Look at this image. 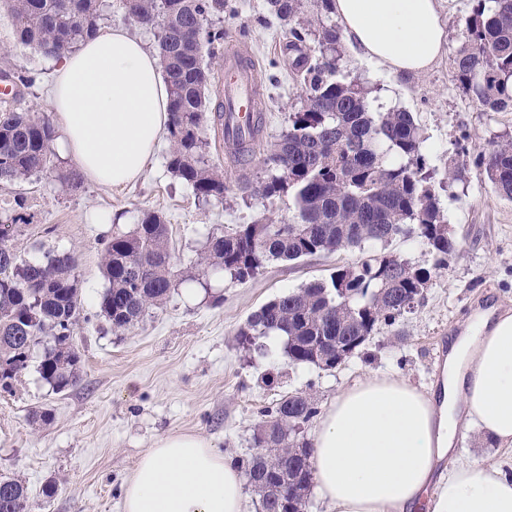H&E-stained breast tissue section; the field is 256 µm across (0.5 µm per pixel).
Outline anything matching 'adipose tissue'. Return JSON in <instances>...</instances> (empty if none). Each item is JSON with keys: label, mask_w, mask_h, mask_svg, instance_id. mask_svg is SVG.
Returning <instances> with one entry per match:
<instances>
[{"label": "adipose tissue", "mask_w": 512, "mask_h": 512, "mask_svg": "<svg viewBox=\"0 0 512 512\" xmlns=\"http://www.w3.org/2000/svg\"><path fill=\"white\" fill-rule=\"evenodd\" d=\"M348 42L396 75L426 72L447 37L440 0H332ZM59 148L83 176L123 187L139 179L169 124L158 56L123 28L97 32L61 56L49 97ZM474 422L512 446V313H477L448 347L440 388L368 373L322 414L311 462L329 512H419L431 479L433 512H512V477L484 462L434 472ZM244 476L203 438L172 434L144 454L125 486L124 512H243Z\"/></svg>", "instance_id": "ef3b65f1"}]
</instances>
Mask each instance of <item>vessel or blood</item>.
I'll use <instances>...</instances> for the list:
<instances>
[{"label":"vessel or blood","instance_id":"b4317fda","mask_svg":"<svg viewBox=\"0 0 512 512\" xmlns=\"http://www.w3.org/2000/svg\"><path fill=\"white\" fill-rule=\"evenodd\" d=\"M256 72L255 61L246 52L240 49L226 52L224 70L218 78L219 92L224 98V110L228 115L225 141L244 137L254 121L259 92Z\"/></svg>","mask_w":512,"mask_h":512}]
</instances>
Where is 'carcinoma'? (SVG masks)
<instances>
[{
  "label": "carcinoma",
  "mask_w": 512,
  "mask_h": 512,
  "mask_svg": "<svg viewBox=\"0 0 512 512\" xmlns=\"http://www.w3.org/2000/svg\"><path fill=\"white\" fill-rule=\"evenodd\" d=\"M330 0H267L269 11L288 23V66L303 81V104L290 116L288 131L271 144L274 167L253 193L286 196L293 222L261 219L227 235L208 237L188 277L203 282L221 272L245 283L270 262L297 261L318 254L353 252L328 277L275 297L238 329L244 349L264 354L276 337L293 365L323 369L321 355L336 356L356 336L360 354L381 326L392 327L422 302L437 273L460 256L462 244L448 236L438 206L432 171L421 153L423 138L410 112H372L369 91L358 78H338L340 33L326 24ZM125 15L154 31L159 58L169 81L167 166L204 198L224 197V173L210 163L200 135L206 120L209 69L202 45L222 34L207 26L224 13V0H122ZM16 40L57 54L75 49L99 29V0H0ZM467 36L454 50L460 85L491 112L512 111V0H473ZM317 37L312 55L307 37ZM264 114L256 113L253 136L227 152L247 162L259 144ZM55 131L47 119L0 110V181L22 182L56 169ZM482 174L512 200V142L479 157ZM17 219L0 220V362L15 374L0 377L11 390L16 375L42 349L37 372L60 393L81 381L79 357L71 344L83 305L74 256L47 255L22 261L11 239ZM419 238L435 255L431 268L419 267L386 249L395 238ZM102 267L107 287L99 316L115 332L139 324L152 307L165 303L176 286L169 229L162 216L147 211L128 232L106 243ZM319 414L313 394L296 391L262 411L253 447L242 467L254 483L258 509L269 508L266 489L283 473L290 480L288 504L306 506L314 484L305 440L306 427ZM0 512H32L25 484L0 476Z\"/></svg>",
  "instance_id": "1"
}]
</instances>
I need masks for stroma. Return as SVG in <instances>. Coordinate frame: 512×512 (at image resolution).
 <instances>
[{"label": "stroma", "mask_w": 512, "mask_h": 512, "mask_svg": "<svg viewBox=\"0 0 512 512\" xmlns=\"http://www.w3.org/2000/svg\"><path fill=\"white\" fill-rule=\"evenodd\" d=\"M210 25L225 37L207 61L211 77L224 67L226 40L239 38L257 60L266 104L264 131L246 175L228 179L223 198L199 199L170 172L165 140L131 187L84 180L79 188H68L60 178L77 168L62 158L54 173L23 183L0 182V215L21 218L12 237L16 253L26 260L50 252L73 254L85 315L73 337L82 376L77 387L54 393L32 366L17 375L11 391H0V475L26 483L34 512H123L124 485L140 458L170 434L197 435L234 461L246 459L261 410L290 392L309 391L323 406L370 371L426 389L437 386L445 360L437 354L436 340L459 335L475 309L496 305L512 311V202L495 193L476 165L480 151L512 139V112L481 111L460 87L450 51L423 74L395 76L365 61L345 41L338 70L366 83L372 111L405 110L419 124L439 206L464 244L461 256L434 278L422 304L404 321L403 340L381 329L364 355L331 372L291 365L278 347L265 357L250 354L236 333L275 296L325 278L333 267L354 262L355 254L274 261L244 284L215 273L202 298L189 300L181 274L208 236L258 219L286 223L294 216L287 197L266 199L249 188L271 167L270 145L301 106L302 83L289 71L284 52L287 27L270 14L267 0H225L223 15ZM56 65V59L15 40L10 17L0 14V74L13 82L34 79L20 84L8 109L49 117L46 99ZM452 162L464 170L454 183L448 180ZM145 210L159 213L169 226L179 281L163 305L116 333L98 314L106 286L103 249L113 232L132 228ZM95 211L111 213L112 224L92 223ZM44 409L48 420L32 419L33 411ZM456 448L442 467L479 461L512 474V447H500L477 429L460 430ZM50 486L55 493L49 497Z\"/></svg>", "instance_id": "1"}]
</instances>
